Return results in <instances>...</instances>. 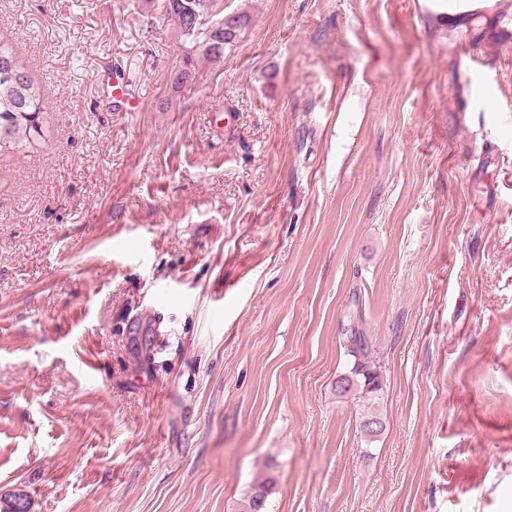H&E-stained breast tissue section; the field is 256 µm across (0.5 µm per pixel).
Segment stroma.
<instances>
[{
  "label": "stroma",
  "instance_id": "obj_1",
  "mask_svg": "<svg viewBox=\"0 0 512 512\" xmlns=\"http://www.w3.org/2000/svg\"><path fill=\"white\" fill-rule=\"evenodd\" d=\"M428 2L223 0L178 87L155 0H0L47 128L0 156L1 494L239 512L272 460L266 512H512V24L469 84ZM340 344L347 356L344 371L337 379L343 388V394H359L366 400H373L383 390V375L374 356L371 336H367L358 325L342 332Z\"/></svg>",
  "mask_w": 512,
  "mask_h": 512
}]
</instances>
